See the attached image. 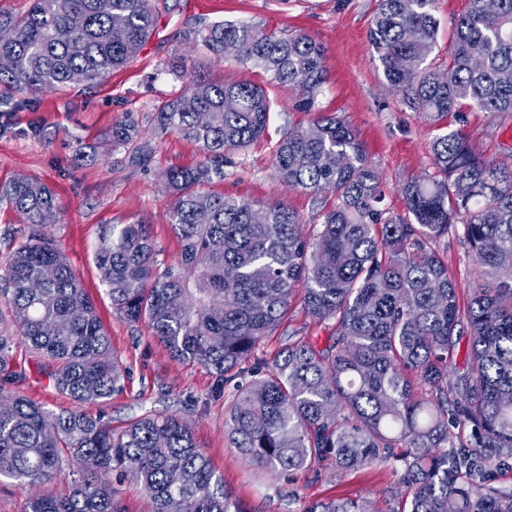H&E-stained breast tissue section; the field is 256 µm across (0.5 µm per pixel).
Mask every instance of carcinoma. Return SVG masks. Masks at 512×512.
Instances as JSON below:
<instances>
[{"mask_svg":"<svg viewBox=\"0 0 512 512\" xmlns=\"http://www.w3.org/2000/svg\"><path fill=\"white\" fill-rule=\"evenodd\" d=\"M157 23L154 0H32L21 18L1 17L0 87L29 94L92 83L139 54ZM67 28L71 37L57 38ZM439 21L435 0H377L369 39L384 77L414 112L437 121L478 108L512 112V0H469L454 23L448 72L432 71ZM206 54L235 51L242 65L299 88L298 107L317 112L324 51L301 31L279 35L247 21L195 33ZM271 104L246 82L196 75L157 107V130L194 142L203 160L167 173L169 224L183 243L159 273L148 225L109 224L94 263L113 311L143 323L172 357L204 367L217 381L248 375L224 419L243 460L266 472L317 467L338 474L402 467L394 512H512V490L493 484L512 459V166L478 154L457 132L433 143L437 175L402 187L407 214L381 208L384 190L356 131L323 112L283 132L275 150L282 182L310 193L329 187L336 203L316 242L281 202L266 204L204 190L223 174L224 155L266 133ZM137 129L119 123L112 142ZM35 227L0 271L10 315L0 314V479L32 495L25 512H123L118 474L137 483L151 512H249L224 485L174 414H146L117 433L80 410L54 412L10 389L15 338L46 358L54 387L79 403H100L124 387L111 338L49 228L61 206L43 182L0 184V204ZM461 225L460 242L489 269L460 316L458 292L434 240ZM332 343L298 339L268 362L260 347L288 312L297 287ZM471 340L466 372L452 370L458 336ZM79 478L58 494L41 488L64 459ZM304 512H375L368 500L313 501Z\"/></svg>","mask_w":512,"mask_h":512,"instance_id":"cac0c4a2","label":"carcinoma"}]
</instances>
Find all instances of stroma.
I'll return each instance as SVG.
<instances>
[{"mask_svg":"<svg viewBox=\"0 0 512 512\" xmlns=\"http://www.w3.org/2000/svg\"><path fill=\"white\" fill-rule=\"evenodd\" d=\"M156 4V29L127 67L94 85L72 84L39 93L31 108L24 93L0 95V183L25 175L54 191L63 214L51 232L79 273L112 339V350L126 370L123 391L110 401L78 406L42 374L40 355L22 345L14 351V363L22 373L15 388L54 411L78 406L91 415H103L117 430L147 413L179 415L249 512H303L317 500L362 498L372 501L375 512H391L393 497L402 488L400 466L338 475L325 471L316 478L308 471L264 474L242 461L224 435V417L237 392L235 382L215 393L214 375L172 358L145 324L118 317L100 282L94 252L105 225L140 221L150 226L160 250L159 266L176 263L180 257L182 242L168 222L173 197L166 173L193 167L202 155L180 134L158 133L153 115L162 102L184 90L186 79L175 78L171 71L181 63L228 82L262 86L272 103L263 139L233 155L223 177L213 178L209 190L283 202L299 214L310 236L332 207L334 193L313 195L290 188L275 168L274 148L283 131L307 125L313 118L312 113L294 108L299 89L270 83L263 71L233 60L209 59L189 34L217 22L245 19L270 32L300 30L323 47L326 79L319 108L338 114L357 132L385 184L382 207L394 215L406 212L402 184L434 173L432 144L440 135L460 132L483 156L512 165V113L471 109L431 123L412 112L384 78L368 40L376 0H156ZM467 7V0H436L439 29L428 62L438 73L448 70L452 22ZM125 119L138 129L135 145L142 157L136 162L131 159L132 147L112 142L113 127ZM435 248L448 265L460 304H467L484 266L460 244L456 231L438 238ZM332 332V327L311 320L296 298L260 354L274 359L288 342L302 337L322 346Z\"/></svg>","mask_w":512,"mask_h":512,"instance_id":"obj_1","label":"stroma"}]
</instances>
